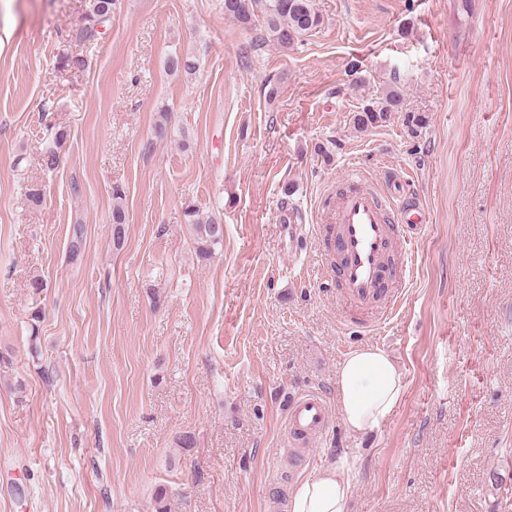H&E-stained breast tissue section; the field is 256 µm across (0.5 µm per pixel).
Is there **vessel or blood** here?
<instances>
[{"instance_id": "vessel-or-blood-1", "label": "vessel or blood", "mask_w": 512, "mask_h": 512, "mask_svg": "<svg viewBox=\"0 0 512 512\" xmlns=\"http://www.w3.org/2000/svg\"><path fill=\"white\" fill-rule=\"evenodd\" d=\"M322 215L323 223L313 231L336 259L331 272L355 311L351 325L365 331L380 325L397 305L408 275L412 240L398 227L422 222L418 203L408 195L395 198L379 191L354 170L339 184L334 201L324 204ZM328 420L329 408L318 395L291 398L289 454L309 447Z\"/></svg>"}]
</instances>
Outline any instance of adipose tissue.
I'll return each instance as SVG.
<instances>
[{
  "label": "adipose tissue",
  "instance_id": "1",
  "mask_svg": "<svg viewBox=\"0 0 512 512\" xmlns=\"http://www.w3.org/2000/svg\"><path fill=\"white\" fill-rule=\"evenodd\" d=\"M338 407L350 434L378 430L400 403L405 385L388 353L361 346L349 353L337 372ZM359 459L344 456L314 470L293 488L288 512H346Z\"/></svg>",
  "mask_w": 512,
  "mask_h": 512
}]
</instances>
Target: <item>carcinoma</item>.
<instances>
[{
  "label": "carcinoma",
  "mask_w": 512,
  "mask_h": 512,
  "mask_svg": "<svg viewBox=\"0 0 512 512\" xmlns=\"http://www.w3.org/2000/svg\"><path fill=\"white\" fill-rule=\"evenodd\" d=\"M116 0H84L82 23L75 29V41L93 44L100 34L99 28L112 20ZM224 15L247 29L260 31V40L273 43L279 48L293 46L301 38L319 28L321 15L314 7L313 0H224ZM166 68L171 73L192 74L197 69V59L189 54L173 52L166 59ZM405 90L401 79L390 78L385 87L367 98V103L351 118L357 131L391 118L392 113L404 111ZM154 135L164 141L169 135V112L163 107L158 112ZM63 130L52 133L53 145L42 155V165L54 171L60 164V148L66 141ZM123 195L116 189L112 205V240L118 244L125 236L126 212L122 204ZM185 224L194 242L199 261L209 260L224 242V225L217 219L204 220L192 205L184 209Z\"/></svg>",
  "instance_id": "1"
}]
</instances>
